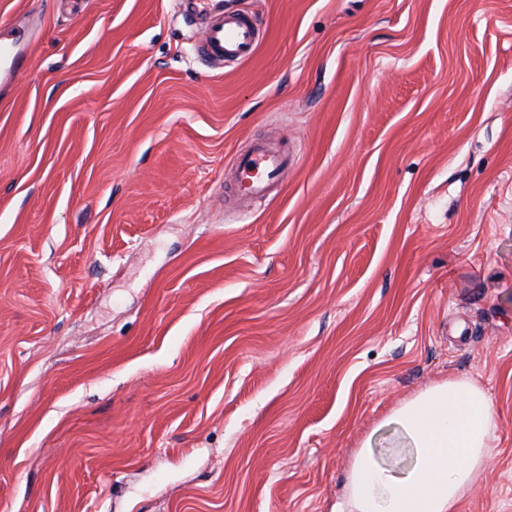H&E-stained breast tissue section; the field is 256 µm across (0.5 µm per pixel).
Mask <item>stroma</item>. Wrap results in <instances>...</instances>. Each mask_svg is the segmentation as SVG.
<instances>
[{
	"instance_id": "stroma-1",
	"label": "stroma",
	"mask_w": 512,
	"mask_h": 512,
	"mask_svg": "<svg viewBox=\"0 0 512 512\" xmlns=\"http://www.w3.org/2000/svg\"><path fill=\"white\" fill-rule=\"evenodd\" d=\"M0 0V512H336L364 438L453 378L512 512V0ZM289 152L230 205L250 142ZM185 6L199 9L208 15L196 53L213 61H244L252 56L258 32L255 25L237 11L224 13L223 0L186 1ZM32 25L16 22L0 28V61L5 63L3 79L12 83L21 78L27 66V47L33 37Z\"/></svg>"
}]
</instances>
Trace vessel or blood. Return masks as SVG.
<instances>
[{
    "label": "vessel or blood",
    "mask_w": 512,
    "mask_h": 512,
    "mask_svg": "<svg viewBox=\"0 0 512 512\" xmlns=\"http://www.w3.org/2000/svg\"><path fill=\"white\" fill-rule=\"evenodd\" d=\"M194 6L208 17L196 46L198 55L213 61H244L252 56L258 32L255 25L240 13L224 8V0H195ZM32 26L13 23L0 28V61L5 70L0 78L12 83L21 78L27 66V47L33 37ZM240 188L239 201L264 195L271 181L285 165L282 156L262 145L237 154L233 162Z\"/></svg>",
    "instance_id": "1"
}]
</instances>
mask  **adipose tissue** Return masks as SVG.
Returning a JSON list of instances; mask_svg holds the SVG:
<instances>
[{"instance_id":"adipose-tissue-1","label":"adipose tissue","mask_w":512,"mask_h":512,"mask_svg":"<svg viewBox=\"0 0 512 512\" xmlns=\"http://www.w3.org/2000/svg\"><path fill=\"white\" fill-rule=\"evenodd\" d=\"M382 443L365 438L340 512H458L489 456L498 418L467 378L437 384L394 409Z\"/></svg>"}]
</instances>
